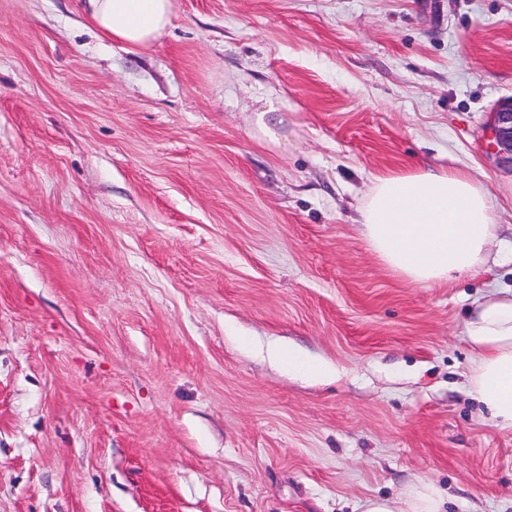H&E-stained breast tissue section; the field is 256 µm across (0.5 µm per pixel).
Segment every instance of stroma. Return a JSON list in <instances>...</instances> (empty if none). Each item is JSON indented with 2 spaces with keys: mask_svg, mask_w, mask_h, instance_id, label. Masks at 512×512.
<instances>
[{
  "mask_svg": "<svg viewBox=\"0 0 512 512\" xmlns=\"http://www.w3.org/2000/svg\"><path fill=\"white\" fill-rule=\"evenodd\" d=\"M510 97L512 0H174L133 50L76 0H0V512H361L421 482L512 512L465 333L512 287ZM412 167L486 186L484 269L424 288L369 250L374 176ZM489 130L494 150L503 161L512 165V98L497 106ZM268 353L278 363L288 366V369L293 371H303L307 376L325 380L334 377L335 369L325 363H317L304 367L301 362V357L295 349L286 348L280 344H271L268 348Z\"/></svg>",
  "mask_w": 512,
  "mask_h": 512,
  "instance_id": "stroma-1",
  "label": "stroma"
}]
</instances>
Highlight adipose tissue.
<instances>
[{
  "mask_svg": "<svg viewBox=\"0 0 512 512\" xmlns=\"http://www.w3.org/2000/svg\"><path fill=\"white\" fill-rule=\"evenodd\" d=\"M89 22L129 48L144 47L170 26L173 0H82ZM358 223L375 257L409 282L433 286L480 270L498 241L485 186L470 174L415 168L374 177ZM467 340L476 354L469 386L496 424L512 427V289L473 301ZM434 486L421 483L404 507L371 498L363 512H442Z\"/></svg>",
  "mask_w": 512,
  "mask_h": 512,
  "instance_id": "obj_1",
  "label": "adipose tissue"
}]
</instances>
